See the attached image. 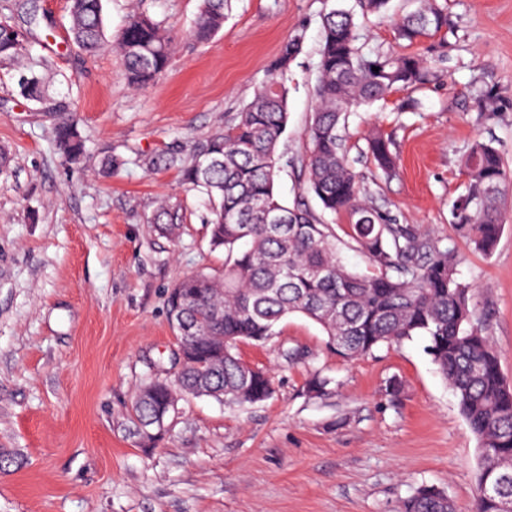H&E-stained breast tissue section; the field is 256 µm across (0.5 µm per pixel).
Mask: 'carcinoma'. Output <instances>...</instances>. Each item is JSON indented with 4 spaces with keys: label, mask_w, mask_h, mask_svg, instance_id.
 Returning a JSON list of instances; mask_svg holds the SVG:
<instances>
[{
    "label": "carcinoma",
    "mask_w": 512,
    "mask_h": 512,
    "mask_svg": "<svg viewBox=\"0 0 512 512\" xmlns=\"http://www.w3.org/2000/svg\"><path fill=\"white\" fill-rule=\"evenodd\" d=\"M227 2L199 0L193 28L197 42L210 41L223 28ZM419 2L398 24V39L413 42L448 27V14L437 0ZM69 33L85 55L112 45L135 89L158 82L172 54L169 36L145 10L133 11L118 36L108 39L103 0H71ZM302 44L301 34L283 42L267 79L224 130L190 148L175 145L122 162L110 155L101 160L106 176L120 163L178 169L186 190L201 194L209 206L210 248L225 255L224 270L187 276L169 289L168 313L176 338L191 340L184 360L174 362L173 379H150L143 387L153 389V395L135 396L132 414L138 431L152 438L149 428L157 415L176 405L181 395L229 406L269 399L274 393L269 373L245 369L238 344L266 342L293 314L319 325L328 348L349 361L383 344L424 336L478 440L475 512H512V384L476 318L472 288L456 271V240L487 253L497 245L502 200L512 176L492 143L471 147L464 159L466 190L451 209L455 237L446 243L418 226L395 224L370 205L348 165L339 124L351 109L370 107L394 90L422 88L435 75L419 55L359 43L353 16L329 12L315 87L317 106L308 127L303 193L316 196L322 211L348 216L358 247L380 274L350 269L337 254L324 217L303 197L287 207L275 193L279 145L288 127V73ZM46 62L31 53V41L22 31L0 23V64L13 66L20 94L52 119L53 142L63 162L79 167L85 140L69 97L50 93ZM368 149L379 168L392 171L389 140L375 135ZM185 220L181 206L164 202L150 223L173 236ZM401 512L455 509L444 491L422 485L403 502Z\"/></svg>",
    "instance_id": "cac0c4a2"
}]
</instances>
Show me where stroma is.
Listing matches in <instances>:
<instances>
[{
	"mask_svg": "<svg viewBox=\"0 0 512 512\" xmlns=\"http://www.w3.org/2000/svg\"><path fill=\"white\" fill-rule=\"evenodd\" d=\"M51 65V89L72 93L87 155L66 166L52 121L17 93L0 66V451L22 468L0 471V512H399L422 485L445 491L455 512H473L477 440L438 373L424 337L343 361L311 320L292 315L261 345L241 343L246 362L269 370L268 400L228 406L181 398L167 431L142 442L133 398L166 376L177 350L167 311L183 276L224 267L211 250L207 210L178 169L129 164L174 140L223 130L252 100L289 37L303 34L288 78L289 159L275 190L286 205L303 195L302 160L315 109L322 20L352 11L361 42L402 51L396 27L418 0H389L382 16L359 0H232L223 29L206 44L188 33L198 0H145L176 48L165 77L136 90L112 49L85 57L69 44L70 0H35ZM448 29L410 46L438 78L397 90L350 113L348 159L370 204L434 237H452L453 203L464 191L460 160L490 142L512 171V0H447ZM396 158L384 173L367 147L371 131ZM124 159L100 173L105 151ZM179 203L178 236L149 219ZM492 253L458 243L457 273L512 383V190ZM351 269L375 263L351 239L346 216H327ZM330 378L313 395V376ZM398 381L390 395V381Z\"/></svg>",
	"mask_w": 512,
	"mask_h": 512,
	"instance_id": "1",
	"label": "stroma"
}]
</instances>
